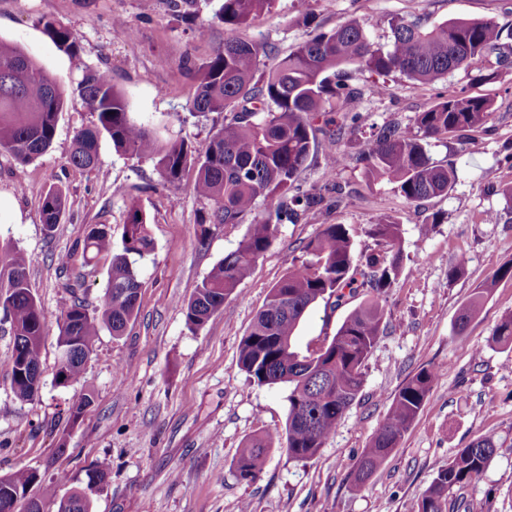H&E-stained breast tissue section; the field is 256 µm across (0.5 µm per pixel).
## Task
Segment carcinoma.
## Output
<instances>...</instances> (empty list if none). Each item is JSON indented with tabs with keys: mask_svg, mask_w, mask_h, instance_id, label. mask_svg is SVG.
Returning <instances> with one entry per match:
<instances>
[{
	"mask_svg": "<svg viewBox=\"0 0 512 512\" xmlns=\"http://www.w3.org/2000/svg\"><path fill=\"white\" fill-rule=\"evenodd\" d=\"M273 2L221 0L215 18L224 23L228 36L224 46L198 67L188 99L194 112L226 113L224 126L213 133L202 154H194L183 141L164 142L149 126L134 120L105 71L89 69L77 85L79 95L98 114V125L76 134L70 155L74 166L94 170L99 141L106 135L115 151L152 160L161 182L170 188H178L183 171L194 164L193 190L210 206L201 223L241 224L251 217L237 248L211 269L184 305L191 330L201 328L226 299L238 295L241 281L271 246L278 224L297 220L333 193L338 200L344 195L338 184L304 191L298 185L310 156L319 148L326 168L342 165L346 155L341 139L358 129L359 113L350 104L361 99L364 90L331 80L329 72L351 66L377 75L398 72L418 85H431L461 68L481 82L498 77L487 65L489 54L500 49L503 34V27L493 19H450L428 26L419 18H393L385 45L373 41L359 23L346 21L309 37L261 70L262 49L239 31L270 12ZM44 29L58 46L78 51L77 37L62 22L48 20ZM64 101L59 79L21 47L0 40L1 155L26 165L46 153ZM493 111L489 98L453 92L418 113L413 131L395 123L380 127L356 161L364 164L368 179L393 185L410 202L446 195L457 171L430 157L428 140L476 132ZM67 204L63 188L46 191L41 213L47 233L55 231ZM368 234L376 249L357 257L345 225H322L303 247V259L270 289L240 341L239 364L250 380L288 385L283 451L292 460H310L323 448L361 391L365 362L385 329L382 301L400 271L402 228L388 217L370 225ZM153 249L146 214L136 203L128 210L121 252H112L111 227H90L83 252L90 261L110 253L112 265L105 291L92 309L80 296L79 281L67 284L71 300L57 323V385L65 387L77 379L101 329L119 337L136 319L142 285L135 263ZM506 277L512 278V265L501 267L475 288L459 308L457 335H463L483 299ZM362 288L371 298L346 316L327 345L308 355L294 349L295 331L313 304L332 299L339 306ZM0 311L14 336L10 389L16 399L31 401L36 396L34 383L23 373L40 367L46 323L29 286L24 254L16 248L0 249ZM492 342L512 346V315L499 323ZM438 378L436 369L422 368L400 388L353 469L355 488L365 487L384 465ZM268 448L270 440L264 435L245 443L235 462L239 479L253 482L259 477ZM496 448L495 437L487 434L458 449L422 493L415 512H448L449 496L480 477ZM109 474L108 462L96 463L87 472L86 487L74 489L68 506L57 504V512H91L89 492L103 486ZM35 484L41 485V499L56 497L54 485L43 483L33 469L0 476V512H15L13 506L26 499Z\"/></svg>",
	"mask_w": 512,
	"mask_h": 512,
	"instance_id": "cac0c4a2",
	"label": "carcinoma"
}]
</instances>
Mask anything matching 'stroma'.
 <instances>
[{
    "label": "stroma",
    "mask_w": 512,
    "mask_h": 512,
    "mask_svg": "<svg viewBox=\"0 0 512 512\" xmlns=\"http://www.w3.org/2000/svg\"><path fill=\"white\" fill-rule=\"evenodd\" d=\"M219 0H0V40L23 48L69 91L52 148L21 167L0 154V246L27 258L30 288L48 333L42 345V385L36 399L20 402L10 390L13 338L0 331V475L33 468L58 479L59 495L84 486L93 463L108 461L107 485L91 495L92 512H414L421 493L456 450L494 435L497 449L477 480L460 490L482 512H512V348L492 343L502 318L512 315V279H503L483 300L464 335L454 323L460 304L502 265L512 263V218L503 216L501 187L512 184V67L496 80L479 82L459 69L443 80L417 85L393 73L352 71V85L365 88L355 110L359 131L343 147L356 154L374 128L388 122L413 126L418 112L449 93L465 91L494 102L495 112L473 140H430L429 155L456 166L448 195L410 202L391 185L369 182L362 164L331 171L313 159L299 183L347 185L350 196L321 211L278 226L276 236L239 294L225 301L203 327L189 330L182 303L212 267L233 251L243 224H205L209 205L193 191L194 167L179 189L162 185L152 161L118 154L101 139L98 169L73 166L76 131L98 118L75 89L85 69L107 71L125 96L134 119L163 140L185 141L204 152L224 115H201L188 105L197 67L224 44L223 23L214 17ZM398 17L494 19L512 27V0H275L272 11L243 34L279 54L309 32L359 21L377 41ZM64 23L77 35L78 54L60 49L44 20ZM63 187L68 206L53 233H46L41 202L49 187ZM148 219L153 252L138 260L142 283L139 312L125 334L101 330L83 371L70 385L55 384L57 319L77 278L89 305H97L112 258L84 264L83 239L90 226L112 228L120 248L132 202ZM500 214L497 222L488 213ZM396 218L402 226L399 275L384 303L387 329L365 367L357 399L312 459H288L281 446L288 416V387L259 385L240 370L239 344L268 293L297 260L323 224L346 225L356 253L371 251L370 225ZM430 224L428 235L420 227ZM70 255L68 268L58 259ZM464 258L462 271L448 268ZM320 301L300 322L294 347L308 352L330 341L347 314ZM424 367L439 380L382 468L363 490L351 472L382 424L393 397ZM93 403L75 425L69 408L83 394ZM255 435L272 440L260 477L239 480L235 460Z\"/></svg>",
    "instance_id": "1"
}]
</instances>
